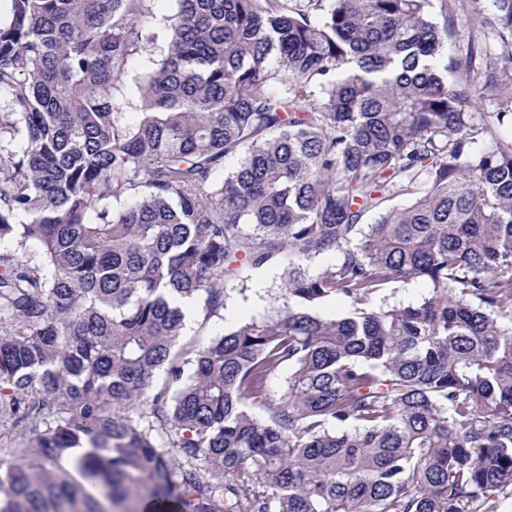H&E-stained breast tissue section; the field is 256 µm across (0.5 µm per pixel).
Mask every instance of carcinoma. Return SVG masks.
Returning a JSON list of instances; mask_svg holds the SVG:
<instances>
[{"instance_id":"1","label":"carcinoma","mask_w":512,"mask_h":512,"mask_svg":"<svg viewBox=\"0 0 512 512\" xmlns=\"http://www.w3.org/2000/svg\"><path fill=\"white\" fill-rule=\"evenodd\" d=\"M7 2L0 512H499L512 0H472L455 57L454 0H176L132 125L146 0ZM269 265L263 316L177 348L184 300L222 320ZM471 9L472 5L469 2H464L463 10L458 12L456 33L448 40L447 44L448 54L451 56L465 53L469 38L471 36L474 39L478 37V32L473 30L476 28V24L471 22Z\"/></svg>"}]
</instances>
